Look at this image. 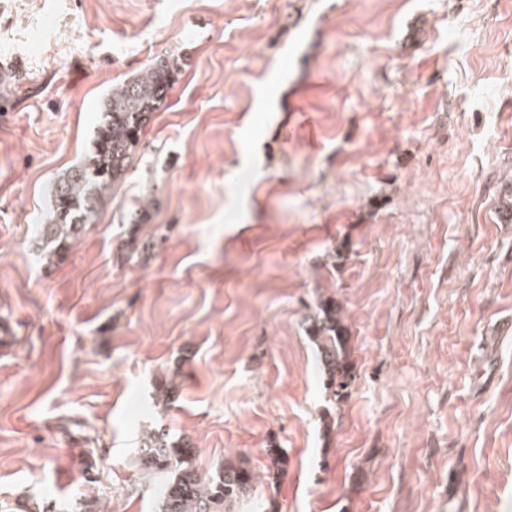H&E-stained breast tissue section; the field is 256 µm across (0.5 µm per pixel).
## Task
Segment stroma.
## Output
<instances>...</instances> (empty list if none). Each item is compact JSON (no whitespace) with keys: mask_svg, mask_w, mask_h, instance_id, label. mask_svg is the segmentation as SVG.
Wrapping results in <instances>:
<instances>
[{"mask_svg":"<svg viewBox=\"0 0 512 512\" xmlns=\"http://www.w3.org/2000/svg\"><path fill=\"white\" fill-rule=\"evenodd\" d=\"M168 51L165 108L55 253L51 183ZM0 59V512H155L160 425L203 472L287 450L236 512H512V0H0ZM308 336L317 348L324 387L338 405L350 395L355 380L351 336L335 298L319 296L309 318Z\"/></svg>","mask_w":512,"mask_h":512,"instance_id":"1","label":"stroma"}]
</instances>
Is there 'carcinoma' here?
Returning <instances> with one entry per match:
<instances>
[{
  "label": "carcinoma",
  "instance_id": "carcinoma-1",
  "mask_svg": "<svg viewBox=\"0 0 512 512\" xmlns=\"http://www.w3.org/2000/svg\"><path fill=\"white\" fill-rule=\"evenodd\" d=\"M179 72V56L168 52L110 88L102 101L90 152L53 183L46 223L40 225L47 242L65 249L91 222L102 199L128 170L145 127L164 104ZM307 332L317 348L324 387L331 401L340 404L350 395L355 365L351 336L335 298L318 297ZM268 458L267 478L276 483L288 469V454L272 448ZM138 460L142 471L163 477L156 512H233L256 481L252 468L233 459L201 475L195 449L174 441L164 426L143 435Z\"/></svg>",
  "mask_w": 512,
  "mask_h": 512
}]
</instances>
